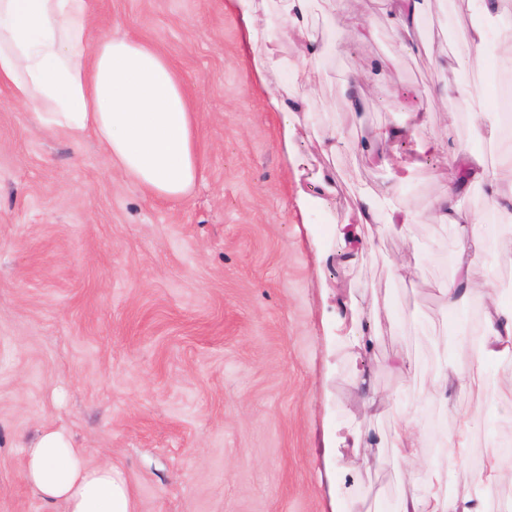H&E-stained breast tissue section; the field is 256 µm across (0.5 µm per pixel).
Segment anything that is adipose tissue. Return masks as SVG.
Here are the masks:
<instances>
[{"mask_svg":"<svg viewBox=\"0 0 512 512\" xmlns=\"http://www.w3.org/2000/svg\"><path fill=\"white\" fill-rule=\"evenodd\" d=\"M512 0H482L489 27H476L469 41L484 50L489 31H496L495 52L512 60V29L503 18ZM312 0H282L270 16L267 0H234L252 49L258 77L280 75L270 103L282 118L283 136L291 138L292 100L317 70L330 43L308 29ZM385 13L400 44L409 51L428 49L420 32V0H384ZM92 0H0V86L15 102L32 107L43 129L73 142L92 136L113 166L148 193L167 200L189 194L201 177L196 150L198 116L184 82L167 58L150 42L115 32L91 38ZM293 57L285 59L283 47ZM448 188L432 203L437 223L457 231L456 275L440 293L450 310L459 312L470 298L483 302L484 331L474 342L459 344L474 369L462 376L454 368L435 371L429 399L455 416L446 438L443 462L430 463L419 418L401 414L393 434L391 457L402 473L395 512H490L487 498L456 494L448 477L464 466L470 438L482 418L480 408L462 409L458 395L482 382V371L496 359L512 358V306L501 304L491 280L475 281L472 271L485 255V227L463 210L458 198L467 180L479 183L501 220H512V193L503 192L500 174L512 172V151L496 166H487L469 144L448 154ZM355 223L375 225L377 236L406 235L416 216L398 212L390 198L359 192L349 210ZM24 477L45 501L62 502L66 512H136L123 472L112 463L89 465L82 449L67 434L44 430L24 447Z\"/></svg>","mask_w":512,"mask_h":512,"instance_id":"obj_1","label":"adipose tissue"}]
</instances>
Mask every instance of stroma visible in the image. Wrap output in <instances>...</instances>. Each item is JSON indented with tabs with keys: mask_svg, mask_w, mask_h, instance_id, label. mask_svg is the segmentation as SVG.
<instances>
[{
	"mask_svg": "<svg viewBox=\"0 0 512 512\" xmlns=\"http://www.w3.org/2000/svg\"><path fill=\"white\" fill-rule=\"evenodd\" d=\"M479 6L428 0L424 27L454 58L442 71L401 47L382 0H313L314 32L334 50L301 95L316 129L338 137L336 192L306 217L295 200L322 195L328 161L302 113L283 140L231 0H95L92 36L119 26L155 44L199 114L203 177L182 199L141 189L93 139L38 129L0 86V512H65L23 474V445L46 428L90 464L120 467L137 512H391L396 469L358 465L345 441L354 430L386 446L395 424L365 417L362 370L419 409L429 457L443 461L454 417L421 393L438 367L472 363L438 292L455 233L430 208L448 186L449 144L477 135L491 164L512 149V136L485 133L498 113L488 68L512 73V62L471 47ZM361 14L365 41L351 28ZM455 81L478 85L479 99L448 92ZM417 112L429 116L421 134L409 129ZM360 189L390 193L419 221L351 260L343 238L370 234L347 221ZM405 254L417 269L400 281L389 270ZM374 296L391 318L364 349L351 332ZM396 354L418 373L392 372ZM510 374L512 361L490 362L460 397L488 418L469 461L512 429L500 398Z\"/></svg>",
	"mask_w": 512,
	"mask_h": 512,
	"instance_id": "35a3bbf8",
	"label": "stroma"
}]
</instances>
